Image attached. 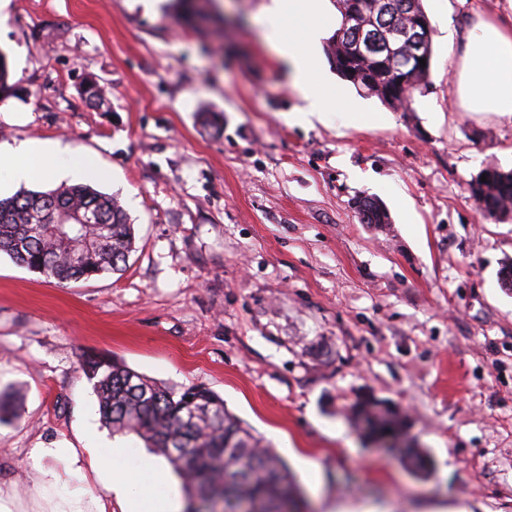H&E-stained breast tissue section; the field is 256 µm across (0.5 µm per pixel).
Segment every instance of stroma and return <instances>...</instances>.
I'll list each match as a JSON object with an SVG mask.
<instances>
[{
  "label": "stroma",
  "mask_w": 512,
  "mask_h": 512,
  "mask_svg": "<svg viewBox=\"0 0 512 512\" xmlns=\"http://www.w3.org/2000/svg\"><path fill=\"white\" fill-rule=\"evenodd\" d=\"M8 0L14 89L0 143L91 158L92 187L135 230L125 272L65 286L0 255V487L34 500L40 472L102 495L37 448L139 446L100 421L84 354L162 384L203 385L288 465L314 512H512V216L468 184L512 170V119L462 111L460 33L507 0H423L430 74L409 109L352 83L369 117L297 124L299 103L259 22L264 0ZM107 89L89 107L87 74ZM210 106L218 125L203 127ZM380 200L391 222L361 223ZM371 397L397 409L432 467L352 427Z\"/></svg>",
  "instance_id": "obj_1"
}]
</instances>
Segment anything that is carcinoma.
<instances>
[{
	"mask_svg": "<svg viewBox=\"0 0 512 512\" xmlns=\"http://www.w3.org/2000/svg\"><path fill=\"white\" fill-rule=\"evenodd\" d=\"M354 2L358 20L351 24L341 19L329 44V59L356 88L391 107H403L429 76L432 38L424 48L426 66L404 72L395 63L397 47L386 36L405 20L428 19L422 0ZM82 94L97 106L104 88L89 77ZM483 176L487 181H481ZM469 190L488 216L512 213V170L486 167L471 180ZM357 209L365 224L390 223L386 208L375 198L359 200ZM72 211L94 213L99 223L58 226L62 215ZM134 244L132 224L119 199L89 185L23 190L0 199V254L59 284L125 270ZM83 371L94 381L102 423L114 434L136 435L175 467L187 495L185 512H201L218 498L224 512H308L287 465L225 409L216 393L201 386H166L105 359L84 361ZM377 404L372 398L359 401L353 419L373 440H400L401 416ZM404 464L424 473L430 461L413 447Z\"/></svg>",
	"mask_w": 512,
	"mask_h": 512,
	"instance_id": "cac0c4a2",
	"label": "carcinoma"
}]
</instances>
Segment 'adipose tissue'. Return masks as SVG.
I'll list each match as a JSON object with an SVG mask.
<instances>
[{
    "mask_svg": "<svg viewBox=\"0 0 512 512\" xmlns=\"http://www.w3.org/2000/svg\"><path fill=\"white\" fill-rule=\"evenodd\" d=\"M268 25L267 37L291 69L292 85L301 104L292 118L298 122L325 121L331 112L351 111L343 88L322 68L317 57L322 39L336 28V10L331 0H266L262 10ZM458 57L457 98L467 112H492L512 117V16L479 20L469 27ZM87 158L69 150L53 148L38 140L0 144V186L32 182L50 174L77 178L94 174ZM38 457L66 461L74 472L91 471L104 489V496L86 497L74 491H57L58 476L43 473L42 498L49 512H181L177 498L159 497L154 485L140 487L114 480L117 468L150 470L151 459L144 454L107 455L92 448H41Z\"/></svg>",
    "mask_w": 512,
    "mask_h": 512,
    "instance_id": "adipose-tissue-1",
    "label": "adipose tissue"
}]
</instances>
